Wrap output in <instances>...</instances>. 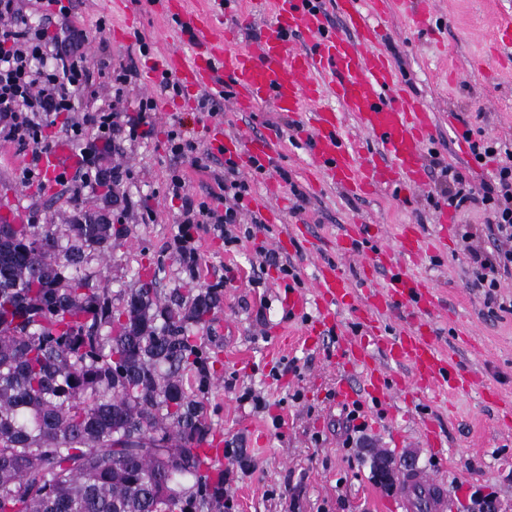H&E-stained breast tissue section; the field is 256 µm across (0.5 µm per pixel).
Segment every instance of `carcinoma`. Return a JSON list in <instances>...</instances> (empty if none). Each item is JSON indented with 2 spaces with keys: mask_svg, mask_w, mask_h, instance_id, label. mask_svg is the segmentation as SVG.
I'll return each mask as SVG.
<instances>
[{
  "mask_svg": "<svg viewBox=\"0 0 512 512\" xmlns=\"http://www.w3.org/2000/svg\"><path fill=\"white\" fill-rule=\"evenodd\" d=\"M124 233L0 224V512L224 505V472L201 473L212 375L192 335L217 291L163 300L139 273L112 305L89 264Z\"/></svg>",
  "mask_w": 512,
  "mask_h": 512,
  "instance_id": "obj_1",
  "label": "carcinoma"
}]
</instances>
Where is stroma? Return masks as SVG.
Returning a JSON list of instances; mask_svg holds the SVG:
<instances>
[{"label": "stroma", "mask_w": 512, "mask_h": 512, "mask_svg": "<svg viewBox=\"0 0 512 512\" xmlns=\"http://www.w3.org/2000/svg\"><path fill=\"white\" fill-rule=\"evenodd\" d=\"M75 11L88 30L86 53L90 66L100 59L127 58L137 37L152 49L137 57L139 71H162L166 53L178 48L176 25L149 0H126L125 9L113 11L111 0H75ZM512 18V0H430L425 26L416 27L402 13L401 0H391L385 32L379 44L390 58L404 90L421 101L436 121L428 147L461 169L472 184L488 179L494 162H476L461 150L465 129L486 136L512 137V42L496 37L499 23ZM105 28H98V19ZM127 25L124 41L112 37L114 27ZM484 59L474 70L476 59ZM157 102L154 132L147 137H118L107 157L109 165L128 171L120 190L124 202L112 210V221L124 225L126 236L112 244L105 260L112 290L132 288L138 272L153 273L162 296L173 289L214 288L218 306L204 328L198 329L211 360L212 381L205 395L214 430L228 448L240 449L241 459L221 465L230 471L225 496L231 512H378L383 501H393L390 488L378 484L372 462L390 458L397 468L422 469L436 475L462 512H475L474 495L494 499L498 512H512V425L506 412L512 407V313H489L482 297L465 286L468 273L462 262L458 228L483 224L479 210L449 214L440 224L426 199L432 178L422 187L398 193L379 188L368 194H349L317 172L304 134L279 140L272 166L255 173L242 155L234 160L251 185L245 200L259 210L258 199L277 186L280 214L255 240L235 247L205 229L193 232L198 253L195 270H188L174 243L181 202L168 193L173 170L186 178L189 193L213 203L218 187L212 174L223 171V155L209 161L210 169L196 171L190 161L168 151L171 117H179L184 134L208 141L215 123L230 136H269V122H288V115L268 103L253 111H237L224 101L218 117L198 112L194 98L161 94L158 84L137 83L125 95L124 106L136 111L142 98ZM23 151L0 144V210L24 215L29 224H67L73 216L63 186L44 181L23 184L19 178ZM304 210L295 211L298 197ZM300 225L303 236L289 240L290 225ZM373 246L396 248L400 225H415L423 251L408 260L410 273L434 286L435 305L426 313L442 349L474 385L442 397L411 389L388 400L370 397L357 374L348 383L357 395L367 424L366 445L344 448V403L336 394V352L341 337L360 333V311L340 307L333 323L320 325L315 300L308 299L296 313L288 311L292 279L278 270L254 275L250 260L257 247L276 250L282 261L296 265L303 293L311 291L317 263L338 256L343 273L363 287L358 253L340 256L337 240L350 225ZM312 332L304 343H281L286 331ZM252 390L264 397L265 409H256L242 394ZM430 420L446 441L435 452L419 437L420 421Z\"/></svg>", "instance_id": "1"}]
</instances>
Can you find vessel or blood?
<instances>
[{
	"instance_id": "vessel-or-blood-1",
	"label": "vessel or blood",
	"mask_w": 512,
	"mask_h": 512,
	"mask_svg": "<svg viewBox=\"0 0 512 512\" xmlns=\"http://www.w3.org/2000/svg\"><path fill=\"white\" fill-rule=\"evenodd\" d=\"M241 21L260 12H270L272 22L253 45L238 48L231 32H219L212 15L193 11L188 0H161L164 12L178 16L179 36L192 40L194 52L178 50L164 58L167 71L176 76L186 91L206 88L228 91L238 111H250L268 102L276 111L298 117L311 145L314 166L340 188L352 194L375 187L416 186L423 180V149L433 126V114L418 100L406 95L388 57L375 45L382 37L380 21L388 13V0H372V15H365L362 0H336V11L346 33L331 29L323 10L310 0H230ZM311 38L309 50L295 51L290 38L298 32ZM334 95L340 110L323 105L325 95ZM357 122L358 132L376 142L384 163L362 166L345 116ZM214 151L244 154L247 159L267 161L275 153L274 139L225 137L222 127L210 135ZM75 158L65 144L43 153L41 169L57 178ZM421 240L413 225L399 235L398 250L379 248L366 253L365 271L389 268L386 287L356 289L332 260L318 264L312 284L323 320L334 317L338 306L363 307L362 333L346 336L338 344L337 357L346 371L358 372L367 394L404 390L407 385L434 392L459 391L473 384L471 376L458 371L442 351L428 324L409 319L407 327L391 335L380 324L382 313L414 311L434 301L431 284L409 275L399 264L402 256L414 257ZM403 364L409 380H397L387 364ZM398 512H453L455 503L444 485L414 470L398 481Z\"/></svg>"
}]
</instances>
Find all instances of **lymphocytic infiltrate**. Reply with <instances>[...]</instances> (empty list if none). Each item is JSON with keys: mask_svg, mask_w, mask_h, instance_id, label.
<instances>
[{"mask_svg": "<svg viewBox=\"0 0 512 512\" xmlns=\"http://www.w3.org/2000/svg\"><path fill=\"white\" fill-rule=\"evenodd\" d=\"M86 30L74 20L72 5L63 0H0V142L11 143L31 152L22 170L23 183L38 180L41 153L53 146L50 130L61 126L66 137L79 148L78 166L72 177H59V184L70 191L75 219L86 215L81 205L85 189L109 188L107 211L101 221H109L108 210L117 206L114 186L124 179L123 172L104 166V152L117 135L137 138L141 127L151 125L156 108L153 99L141 100L136 114L122 106L125 93L135 84V61L118 64L104 61L99 71L87 64ZM97 100L89 112L76 109L77 94ZM476 161L491 159L497 166L490 179L472 185L460 169L429 150V168L435 180V194L443 204L457 211L482 210V228L463 225L460 230L462 253L471 270L468 287L476 290L487 308L506 310L500 293L503 281L512 278V138L486 137L469 144ZM213 179L221 191L219 206L212 207L186 191L183 175L171 174L168 191L181 201L180 252L189 263L198 254L192 248L193 226L208 225L226 243L250 240L264 230L262 219L250 212L244 200L251 193L233 161H226L223 173ZM491 247H484V240Z\"/></svg>", "mask_w": 512, "mask_h": 512, "instance_id": "obj_1", "label": "lymphocytic infiltrate"}]
</instances>
